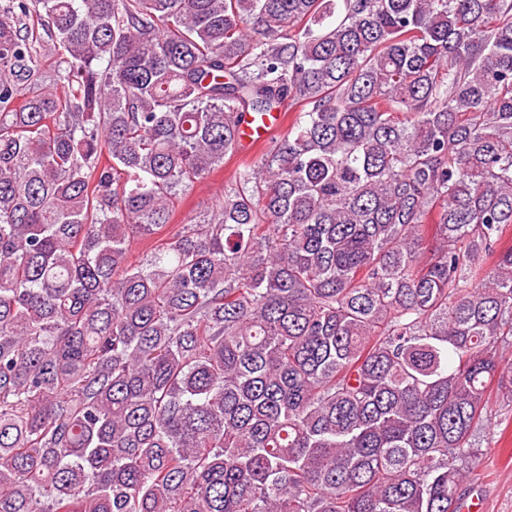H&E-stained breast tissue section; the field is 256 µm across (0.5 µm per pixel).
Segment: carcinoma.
I'll return each mask as SVG.
<instances>
[{
	"label": "carcinoma",
	"instance_id": "carcinoma-1",
	"mask_svg": "<svg viewBox=\"0 0 512 512\" xmlns=\"http://www.w3.org/2000/svg\"><path fill=\"white\" fill-rule=\"evenodd\" d=\"M511 226L512 0H0V512H460ZM301 104L293 105L289 111L287 108L285 112L283 111L284 116L282 112H270L258 121L243 122L239 132L240 149L249 152L257 145L265 143L281 127L282 122V128L275 135L286 131L296 111L301 108ZM265 144L256 147L247 155H243L239 149L229 161L224 163L223 168H219L206 179L195 184L192 190L180 195L174 203V219L171 225L186 224L202 207L211 205L216 194L222 190L225 182L233 178L236 168L241 163L255 164L259 160Z\"/></svg>",
	"mask_w": 512,
	"mask_h": 512
}]
</instances>
